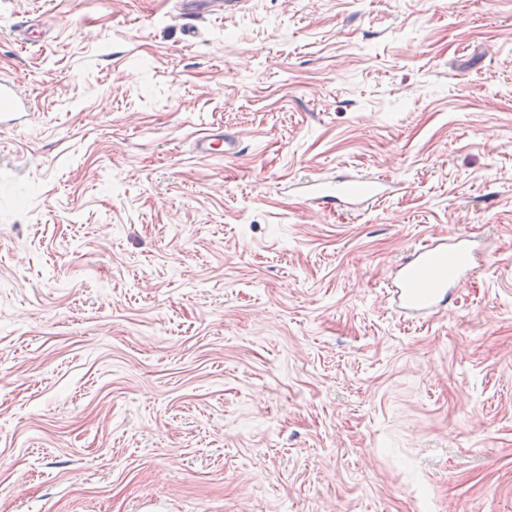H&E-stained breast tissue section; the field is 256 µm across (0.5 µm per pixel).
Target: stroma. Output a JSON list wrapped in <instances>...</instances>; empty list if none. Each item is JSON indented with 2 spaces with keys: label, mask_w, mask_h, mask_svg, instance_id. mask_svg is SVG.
Returning <instances> with one entry per match:
<instances>
[{
  "label": "stroma",
  "mask_w": 512,
  "mask_h": 512,
  "mask_svg": "<svg viewBox=\"0 0 512 512\" xmlns=\"http://www.w3.org/2000/svg\"><path fill=\"white\" fill-rule=\"evenodd\" d=\"M206 4L0 0V512H512V0ZM25 108V103L18 95L12 82L0 80V121L3 118L15 117L24 112H20ZM195 149L203 157L223 158L237 153V141L229 135L211 133L197 141ZM383 181H370L365 183L361 192H352L345 181H336L335 184H321L315 188L316 199L324 204H342L351 201L354 205H369L382 195ZM471 239L461 235L450 243L436 242L414 250L399 266L391 286L393 305L404 316H427L448 302V285L467 273Z\"/></svg>",
  "instance_id": "1"
}]
</instances>
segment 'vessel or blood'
Returning <instances> with one entry per match:
<instances>
[{
    "label": "vessel or blood",
    "instance_id": "vessel-or-blood-1",
    "mask_svg": "<svg viewBox=\"0 0 512 512\" xmlns=\"http://www.w3.org/2000/svg\"><path fill=\"white\" fill-rule=\"evenodd\" d=\"M25 103L12 82L0 80V116L19 115ZM197 152L207 158L227 157L237 152L235 138L212 133L196 142ZM382 194V184L370 181L364 190L351 191L345 182L322 184L315 190L317 200L326 204L352 202L367 205ZM473 252L470 239L461 235L449 242H436L415 249L399 266L392 285L393 305L404 316L416 318L429 315L447 303L448 286L467 273Z\"/></svg>",
    "mask_w": 512,
    "mask_h": 512
}]
</instances>
